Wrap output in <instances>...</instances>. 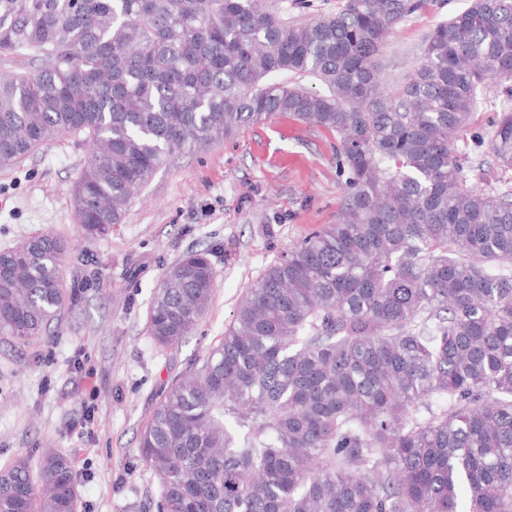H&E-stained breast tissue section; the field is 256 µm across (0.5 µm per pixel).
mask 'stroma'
Segmentation results:
<instances>
[{
    "label": "stroma",
    "instance_id": "35a3bbf8",
    "mask_svg": "<svg viewBox=\"0 0 512 512\" xmlns=\"http://www.w3.org/2000/svg\"><path fill=\"white\" fill-rule=\"evenodd\" d=\"M470 4L435 0L397 25L380 53L388 90L419 62L429 31ZM504 110L512 97L487 83L454 142L472 184L488 192L512 188V167L491 149L489 120ZM87 155L81 138L64 136L0 167V250L58 236L71 296L47 337L0 336V465L54 448L83 472L76 512H148L159 482L137 443L162 392L218 344L241 296L289 244L335 222L345 177L335 135L280 114L172 156L122 222L89 242L71 203ZM191 250L209 253L213 298L194 332L163 348L149 333L151 302L164 272Z\"/></svg>",
    "mask_w": 512,
    "mask_h": 512
}]
</instances>
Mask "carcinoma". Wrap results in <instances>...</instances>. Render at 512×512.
<instances>
[{
    "instance_id": "obj_1",
    "label": "carcinoma",
    "mask_w": 512,
    "mask_h": 512,
    "mask_svg": "<svg viewBox=\"0 0 512 512\" xmlns=\"http://www.w3.org/2000/svg\"><path fill=\"white\" fill-rule=\"evenodd\" d=\"M429 2L341 0L290 24L261 0H0V57L41 61L0 70V166L86 136L71 200L87 239L177 151L279 113L336 134V222L267 267L140 431L154 512H512V192L476 188L452 150L482 86L512 96V0L438 24L390 93L380 49ZM493 127L512 166V112ZM63 258L48 234L0 251V335L58 319ZM215 277L199 250L165 272L158 345L191 335ZM77 496L55 449L0 469V512Z\"/></svg>"
}]
</instances>
